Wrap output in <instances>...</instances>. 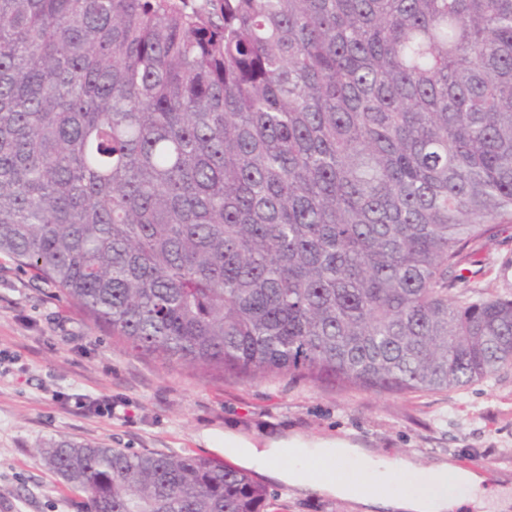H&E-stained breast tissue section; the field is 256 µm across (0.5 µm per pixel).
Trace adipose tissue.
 I'll return each mask as SVG.
<instances>
[{
    "mask_svg": "<svg viewBox=\"0 0 512 512\" xmlns=\"http://www.w3.org/2000/svg\"><path fill=\"white\" fill-rule=\"evenodd\" d=\"M220 443L239 466L266 472L273 479L298 490L348 499L366 512H456L465 500L476 501L487 491L484 477L442 463L419 469L407 457L385 458L347 439L312 440L299 433L258 438L235 428L223 436H208ZM420 473L421 484L411 491L396 490V482ZM456 479L463 496L447 492Z\"/></svg>",
    "mask_w": 512,
    "mask_h": 512,
    "instance_id": "ef3b65f1",
    "label": "adipose tissue"
}]
</instances>
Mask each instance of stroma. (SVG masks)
Returning <instances> with one entry per match:
<instances>
[{"label":"stroma","instance_id":"stroma-1","mask_svg":"<svg viewBox=\"0 0 512 512\" xmlns=\"http://www.w3.org/2000/svg\"><path fill=\"white\" fill-rule=\"evenodd\" d=\"M472 276L486 293L512 289V226L484 243ZM112 403L100 413L93 400ZM228 426L260 435L348 437L379 456L450 462L486 474L481 512H512V366L458 391L391 396L289 378L224 381L161 366L112 344L56 289L0 253V512H78L37 454L66 437L112 448L202 454L201 434ZM266 512H363L350 500L298 492L256 472Z\"/></svg>","mask_w":512,"mask_h":512}]
</instances>
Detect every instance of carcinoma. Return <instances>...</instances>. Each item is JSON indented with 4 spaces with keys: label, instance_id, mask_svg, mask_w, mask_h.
I'll return each mask as SVG.
<instances>
[{
    "label": "carcinoma",
    "instance_id": "carcinoma-1",
    "mask_svg": "<svg viewBox=\"0 0 512 512\" xmlns=\"http://www.w3.org/2000/svg\"><path fill=\"white\" fill-rule=\"evenodd\" d=\"M512 0H0V252L164 367L460 390L512 365ZM79 512H262L51 439ZM482 259L481 265L466 266L469 270H464V275L485 293L510 291L512 268L506 269V265L512 260V226H505L496 238L484 243Z\"/></svg>",
    "mask_w": 512,
    "mask_h": 512
}]
</instances>
